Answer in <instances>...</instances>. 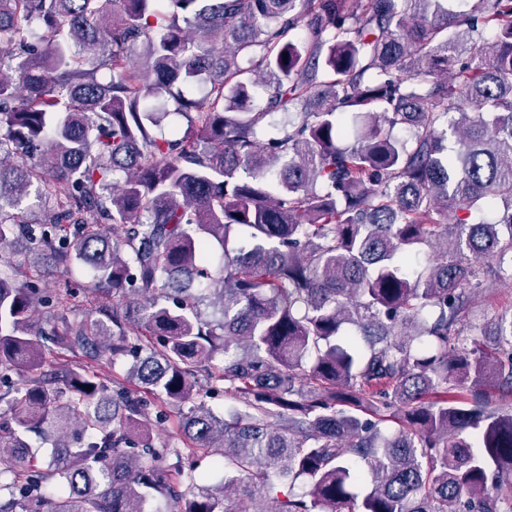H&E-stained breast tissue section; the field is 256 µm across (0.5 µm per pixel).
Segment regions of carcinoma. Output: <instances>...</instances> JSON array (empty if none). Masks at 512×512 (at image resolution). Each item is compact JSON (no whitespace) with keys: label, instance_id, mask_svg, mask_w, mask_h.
<instances>
[{"label":"carcinoma","instance_id":"cac0c4a2","mask_svg":"<svg viewBox=\"0 0 512 512\" xmlns=\"http://www.w3.org/2000/svg\"><path fill=\"white\" fill-rule=\"evenodd\" d=\"M483 262L512 281V0H0V512H512Z\"/></svg>","mask_w":512,"mask_h":512}]
</instances>
